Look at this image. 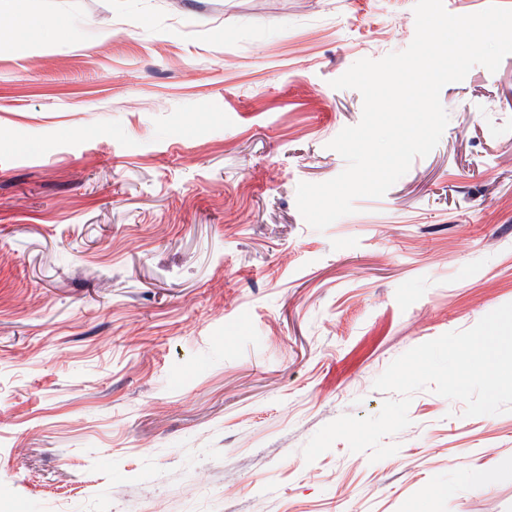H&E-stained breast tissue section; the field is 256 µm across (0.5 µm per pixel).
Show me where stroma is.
<instances>
[{
	"mask_svg": "<svg viewBox=\"0 0 512 512\" xmlns=\"http://www.w3.org/2000/svg\"><path fill=\"white\" fill-rule=\"evenodd\" d=\"M415 0H26L0 15V512H512V412L417 391L383 460L305 444L377 415L415 346L512 303V55L325 230L299 183L406 49ZM44 46L19 58V33Z\"/></svg>",
	"mask_w": 512,
	"mask_h": 512,
	"instance_id": "obj_1",
	"label": "stroma"
}]
</instances>
